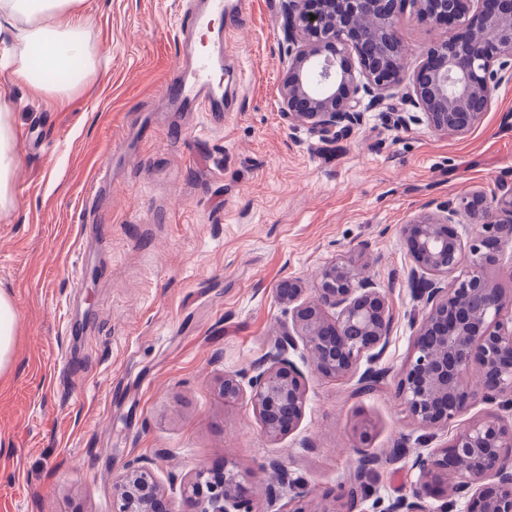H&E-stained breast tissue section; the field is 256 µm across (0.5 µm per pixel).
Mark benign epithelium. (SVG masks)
Instances as JSON below:
<instances>
[{"label":"benign epithelium","instance_id":"benign-epithelium-1","mask_svg":"<svg viewBox=\"0 0 512 512\" xmlns=\"http://www.w3.org/2000/svg\"><path fill=\"white\" fill-rule=\"evenodd\" d=\"M454 34L433 43L411 76L405 75L400 24L406 14ZM372 22L371 33L355 24ZM282 32L288 68L280 86L283 115L324 141L362 121L364 98L374 106L397 93L434 131L463 136L480 123L501 74L512 70V0H284ZM497 220L487 223L490 208ZM481 226L468 245L453 228L460 215ZM414 267L415 292L426 307L401 381L408 416L423 430L445 429L476 398L512 412V296L493 287L485 269L497 261L499 239L512 238V183L488 200L479 190L440 203L402 226ZM451 279L440 286L437 276ZM300 280L278 291L288 305V327L247 377L226 375L224 402L247 399L265 434L282 438L302 420L307 402L299 354L325 377L358 378L361 389L383 379L372 368L384 353L394 323L387 294L366 267L332 261L321 268L313 296ZM368 367L360 370L361 362ZM361 455L348 486L329 502H316L281 461L269 467L277 484L266 487L271 504L279 487L294 490L286 512H355L379 458ZM418 482L385 512H512V422L501 414L475 418L443 445L419 453ZM432 487L441 503H426ZM180 512H255L252 484L235 466L204 468L183 482ZM112 512H170L152 469L129 463L113 483Z\"/></svg>","mask_w":512,"mask_h":512}]
</instances>
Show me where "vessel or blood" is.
<instances>
[{
  "mask_svg": "<svg viewBox=\"0 0 512 512\" xmlns=\"http://www.w3.org/2000/svg\"><path fill=\"white\" fill-rule=\"evenodd\" d=\"M248 6V0H205L184 14L180 30L186 47V64L180 68L176 81L160 91L162 99L178 112H221L225 100L231 99L230 86L225 85L228 69L239 66L237 57L223 47H197L196 39L213 28V16L224 18L225 28L237 26Z\"/></svg>",
  "mask_w": 512,
  "mask_h": 512,
  "instance_id": "b4317fda",
  "label": "vessel or blood"
}]
</instances>
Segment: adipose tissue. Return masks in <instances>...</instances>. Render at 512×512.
Returning <instances> with one entry per match:
<instances>
[{"mask_svg": "<svg viewBox=\"0 0 512 512\" xmlns=\"http://www.w3.org/2000/svg\"><path fill=\"white\" fill-rule=\"evenodd\" d=\"M82 0H0V68L15 78L30 82L39 92L66 98L69 85L53 80L54 72L68 67L72 59L85 60L84 80L97 72V62L89 51L86 25L79 8ZM39 50L45 78L31 76L30 52ZM19 130L13 104L0 100V213L13 210L17 202L12 175L17 165Z\"/></svg>", "mask_w": 512, "mask_h": 512, "instance_id": "adipose-tissue-1", "label": "adipose tissue"}]
</instances>
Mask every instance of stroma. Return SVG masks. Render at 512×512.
Listing matches in <instances>:
<instances>
[{"label": "stroma", "instance_id": "obj_1", "mask_svg": "<svg viewBox=\"0 0 512 512\" xmlns=\"http://www.w3.org/2000/svg\"><path fill=\"white\" fill-rule=\"evenodd\" d=\"M185 2L83 0L102 67L90 82L71 75L64 103L0 74L20 131L17 207L0 214V291L17 314L0 380V512H112L113 483L135 459L150 463L172 512L186 477L227 460L251 475L260 512L272 459L321 501L356 469L363 421L381 465L358 512H384L411 493L424 449L398 395L425 313L401 228L512 178V74L466 135L436 133L396 96L324 142L282 113V0H252L229 41L243 64L238 111L167 112L159 90L184 61ZM401 33L410 71L443 35L411 16ZM106 159L111 180L97 192ZM351 259L395 316L376 364L385 378L361 390L302 365L305 414L271 440L220 385L287 324L283 281L310 289L324 265Z\"/></svg>", "mask_w": 512, "mask_h": 512}]
</instances>
